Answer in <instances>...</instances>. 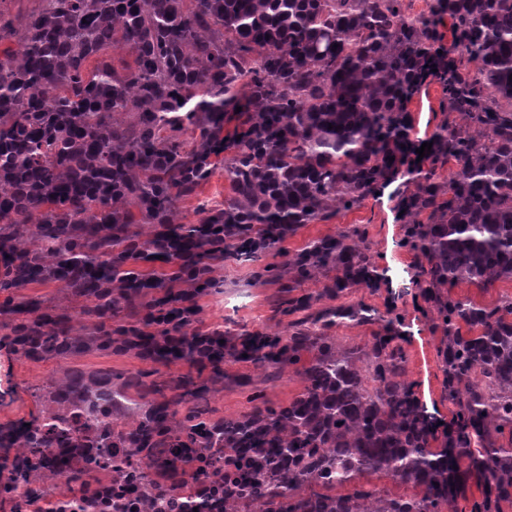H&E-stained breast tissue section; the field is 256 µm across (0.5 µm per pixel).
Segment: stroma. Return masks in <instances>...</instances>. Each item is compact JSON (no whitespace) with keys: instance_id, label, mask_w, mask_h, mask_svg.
Masks as SVG:
<instances>
[{"instance_id":"stroma-1","label":"stroma","mask_w":512,"mask_h":512,"mask_svg":"<svg viewBox=\"0 0 512 512\" xmlns=\"http://www.w3.org/2000/svg\"><path fill=\"white\" fill-rule=\"evenodd\" d=\"M443 98L441 84L431 77L420 95L409 103L413 145L427 142L443 120L440 110ZM224 186V172L216 170L197 195L179 202L181 222H195L202 209L223 206ZM404 189L403 175H395L387 186L358 207L337 211L327 221L303 226L288 238L285 247L296 250L310 239L335 234L341 228L365 230L380 282L376 290L360 288L352 297L364 300L382 317L398 321L403 335L401 345L407 358V379L431 421V446L438 450L444 448L454 426L456 408L448 398L437 356L440 336L432 330V313L416 282L418 261L404 241L405 217L400 208ZM216 276L218 291L199 301L200 328H218L240 337L285 329L288 319L278 311L283 299L279 283L256 278L253 266L232 260L225 261ZM71 364L85 369H109L123 375L154 370L162 379L189 371L188 366L181 363L158 369L151 362L117 354H87L73 358ZM61 373L58 363L30 362L17 358L7 348H0V425L38 414L34 388ZM300 389L301 383L294 374L284 372L272 376L247 363L228 364L224 367L223 385L213 386L206 400L215 416L234 417L248 410L247 398L253 393H261L266 400L278 404L287 402Z\"/></svg>"}]
</instances>
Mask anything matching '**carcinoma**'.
I'll return each instance as SVG.
<instances>
[{"label": "carcinoma", "mask_w": 512, "mask_h": 512, "mask_svg": "<svg viewBox=\"0 0 512 512\" xmlns=\"http://www.w3.org/2000/svg\"><path fill=\"white\" fill-rule=\"evenodd\" d=\"M450 40L443 45L445 17ZM0 331L20 359L64 361L92 351L160 365L247 362L303 382L286 404L259 393L235 418H216L190 374L162 383L72 368L37 390L39 415L0 427V468L15 482L55 471L81 448L65 418L117 428L95 448H222L224 512H470L512 503V296L478 305L454 293L512 281V0H42L13 23L0 14ZM126 49L134 67L86 62ZM435 72L448 116L431 135L430 169L408 171L405 240L441 332L457 430L431 448L427 418L406 379L394 320L351 288L379 276L357 232L279 248L304 224L373 195L403 163L407 106ZM242 111H236V108ZM237 119L233 132L224 125ZM224 155V207L194 224L177 204ZM451 164L446 176L438 170ZM259 278L323 284L338 304L306 294L280 313L287 333L247 345L197 327V299L227 258ZM55 283L66 303L42 311L23 290ZM31 314L15 318L21 311ZM380 324L362 347L333 329ZM39 453L13 454L16 448ZM384 474L421 488L390 494L359 482ZM207 497L187 494L185 512Z\"/></svg>", "instance_id": "obj_1"}]
</instances>
